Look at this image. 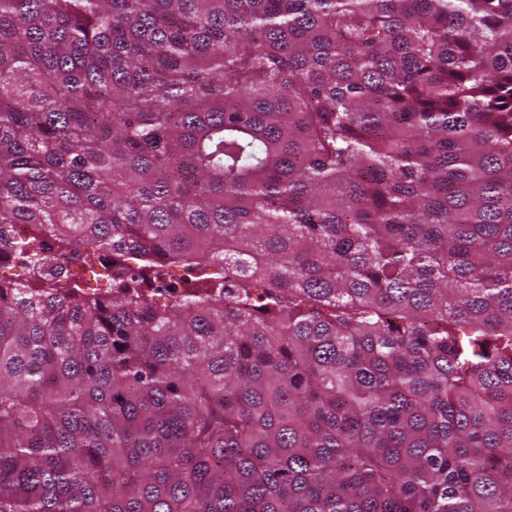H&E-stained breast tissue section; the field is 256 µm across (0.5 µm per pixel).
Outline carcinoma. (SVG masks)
<instances>
[{"instance_id":"carcinoma-1","label":"carcinoma","mask_w":512,"mask_h":512,"mask_svg":"<svg viewBox=\"0 0 512 512\" xmlns=\"http://www.w3.org/2000/svg\"><path fill=\"white\" fill-rule=\"evenodd\" d=\"M2 224L0 512H512V0H0Z\"/></svg>"}]
</instances>
